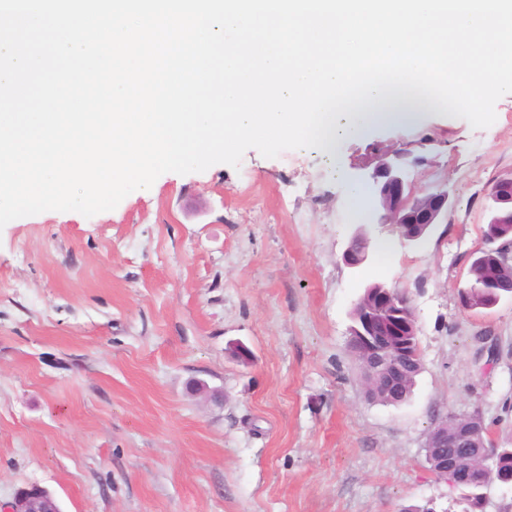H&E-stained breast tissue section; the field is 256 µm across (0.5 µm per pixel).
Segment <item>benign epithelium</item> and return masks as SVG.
Here are the masks:
<instances>
[{"mask_svg":"<svg viewBox=\"0 0 512 512\" xmlns=\"http://www.w3.org/2000/svg\"><path fill=\"white\" fill-rule=\"evenodd\" d=\"M419 159H410L405 150H384L371 158L365 177V200L370 219L375 224H393L398 229L401 243L416 247L422 243L427 229L442 223L448 215L449 194L442 187H427L420 190L410 179V166ZM490 212V238L496 239L495 225L512 221V172L498 177L488 193ZM371 238L366 228L360 227L350 236L342 258L346 265L358 269L367 263L370 255ZM378 306L385 310L391 319L388 324L377 329L367 321L362 327H352L354 336L363 337L364 343H372L373 336L417 335V327L411 323L415 319L410 303L395 300L392 289L379 285ZM4 512H58L51 503L47 489L34 484L32 488H20L13 499L6 504Z\"/></svg>","mask_w":512,"mask_h":512,"instance_id":"7a95c632","label":"benign epithelium"}]
</instances>
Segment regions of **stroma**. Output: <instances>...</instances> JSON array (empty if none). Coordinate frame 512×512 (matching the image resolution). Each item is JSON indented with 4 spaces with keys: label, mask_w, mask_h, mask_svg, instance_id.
Masks as SVG:
<instances>
[{
    "label": "stroma",
    "mask_w": 512,
    "mask_h": 512,
    "mask_svg": "<svg viewBox=\"0 0 512 512\" xmlns=\"http://www.w3.org/2000/svg\"><path fill=\"white\" fill-rule=\"evenodd\" d=\"M495 113L381 124L330 159L251 148L110 211L1 227L0 504L37 484L61 512H467L424 446L474 411L512 444V300L475 311L458 295L487 192L512 171V96ZM405 146L448 217L416 247L367 225L370 258L350 268L364 219L348 189L376 148ZM371 281L417 317L422 371L399 405L367 399L348 349Z\"/></svg>",
    "instance_id": "1"
}]
</instances>
